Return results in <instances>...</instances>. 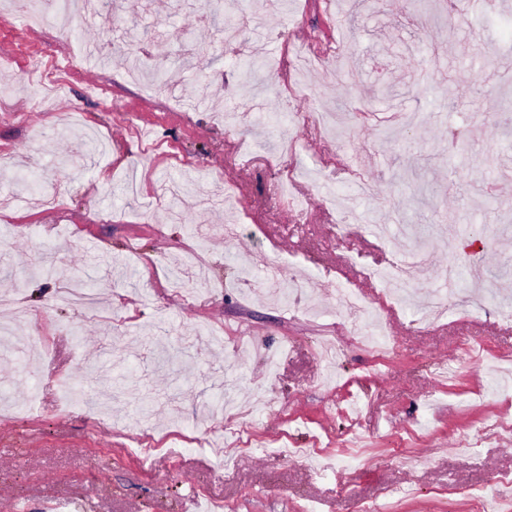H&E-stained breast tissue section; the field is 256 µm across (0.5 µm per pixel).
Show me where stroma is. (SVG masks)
Returning <instances> with one entry per match:
<instances>
[{
  "instance_id": "35a3bbf8",
  "label": "stroma",
  "mask_w": 512,
  "mask_h": 512,
  "mask_svg": "<svg viewBox=\"0 0 512 512\" xmlns=\"http://www.w3.org/2000/svg\"><path fill=\"white\" fill-rule=\"evenodd\" d=\"M14 2L0 21V298L34 321L0 342V512L493 506L512 445L475 437L512 420V385L464 344L512 355V84L479 71L490 58L512 74V0L477 16L340 0L341 33L314 0H224L230 47L202 0H92L96 15L81 5L68 24L52 0L37 23ZM306 40L356 70L333 88L308 71L294 101L282 50ZM97 51L110 65L91 75ZM40 55L78 61L49 102L30 76ZM130 55L165 80L132 77ZM321 111L346 128L291 123ZM417 252L440 272L408 286L375 356L336 292L376 296L375 271ZM271 261L306 291L267 300ZM450 268L465 273L453 288ZM66 287L96 306L60 302ZM451 288L483 307L422 326L416 296ZM62 379L99 412L64 405Z\"/></svg>"
}]
</instances>
